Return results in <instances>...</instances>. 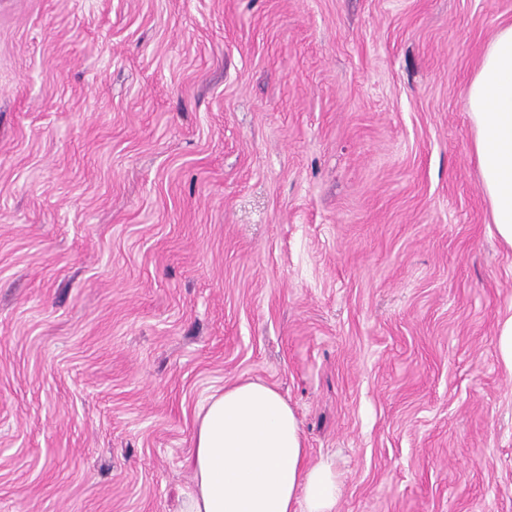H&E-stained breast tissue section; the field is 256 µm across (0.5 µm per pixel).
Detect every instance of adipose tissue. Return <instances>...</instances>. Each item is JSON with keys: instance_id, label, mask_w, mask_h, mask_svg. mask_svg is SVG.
I'll return each instance as SVG.
<instances>
[{"instance_id": "obj_1", "label": "adipose tissue", "mask_w": 512, "mask_h": 512, "mask_svg": "<svg viewBox=\"0 0 512 512\" xmlns=\"http://www.w3.org/2000/svg\"><path fill=\"white\" fill-rule=\"evenodd\" d=\"M480 184L499 239L512 247V24L489 43L465 93ZM184 512H336L331 461H311L287 400L259 379L211 395L197 416Z\"/></svg>"}]
</instances>
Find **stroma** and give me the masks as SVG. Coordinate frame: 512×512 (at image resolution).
Wrapping results in <instances>:
<instances>
[{
  "instance_id": "stroma-1",
  "label": "stroma",
  "mask_w": 512,
  "mask_h": 512,
  "mask_svg": "<svg viewBox=\"0 0 512 512\" xmlns=\"http://www.w3.org/2000/svg\"><path fill=\"white\" fill-rule=\"evenodd\" d=\"M512 0H0V512H183L261 379L337 512H512V249L464 90ZM496 336L499 359L512 372V315L499 323Z\"/></svg>"
}]
</instances>
